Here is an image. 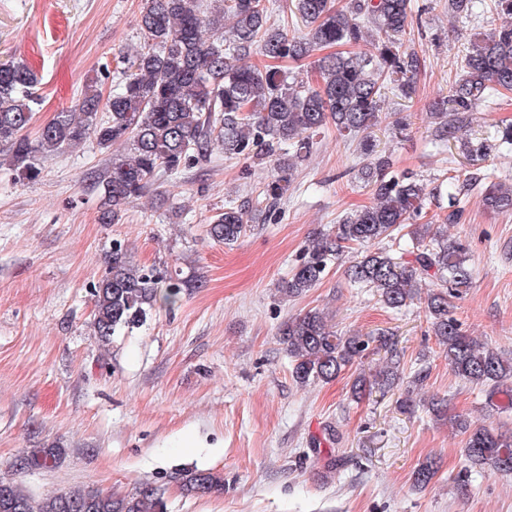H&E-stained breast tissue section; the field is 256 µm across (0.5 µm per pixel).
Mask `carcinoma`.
<instances>
[{"label": "carcinoma", "mask_w": 512, "mask_h": 512, "mask_svg": "<svg viewBox=\"0 0 512 512\" xmlns=\"http://www.w3.org/2000/svg\"><path fill=\"white\" fill-rule=\"evenodd\" d=\"M484 0H448V13L471 16ZM295 13L309 32L304 37L268 24L265 0H143L138 26L143 44L118 58V78L112 94L103 97L98 81L87 83L73 109L59 112L39 127L28 129L40 104V78L25 64L0 61V145L6 148L8 169L28 181L41 170L36 157L77 148L92 138L101 148L124 145L127 160L99 172L102 224H117L127 207L144 197L163 176L172 175L210 157L219 143L229 158L253 151L274 159L277 176L267 184L273 209L287 191L297 163L313 149V137L328 127L344 138H355L378 122L384 90L411 94L422 66L418 52L400 42L412 26L411 0H294ZM366 21L385 40L374 53L356 51L366 38ZM349 46V51H331ZM329 53L314 61L316 85L283 66L300 62L316 50ZM258 52L261 65L244 63ZM462 74L448 96L433 105L438 119L430 144L445 149L455 138L462 114L492 95L512 92V26L474 37L462 60ZM367 163L362 175L372 187L375 203L346 214L336 229L316 232L301 262L278 292L291 299L306 295L323 279L345 249L376 240L408 238L407 257L386 251L367 252L347 270L351 282L376 292L388 309L400 310L418 297V280L440 282L426 297L432 334L455 374L486 387L488 404L512 408V360L503 359L487 344L476 342L450 314L451 299L472 285L467 248L431 232L422 222L423 208L433 190L413 177L390 174L389 158L364 144ZM489 180L482 191L485 209L512 210V183L477 173L448 177L446 213L442 223L460 222L461 195L467 187ZM241 209L226 205L208 224L215 241L232 245L246 234ZM199 287V279L180 273L157 275L133 262L120 243L112 244L104 275L93 284V333L104 345L111 338L142 326L158 307L173 309L182 294ZM279 335L292 359V375L306 386L330 381L375 345L386 355V369L374 378L355 379L352 393L361 398L392 384L399 356L393 337L341 336L326 317L310 309L285 320ZM457 426L467 433L465 455L477 472L512 476V438L486 425L464 419ZM59 448H35L16 460L22 469L55 467ZM437 473L426 461L414 473L417 486H428ZM191 492L224 490L223 475L210 470L179 474ZM158 488L141 484L132 493L71 488L40 500L20 484L0 478V512H164Z\"/></svg>", "instance_id": "carcinoma-1"}]
</instances>
